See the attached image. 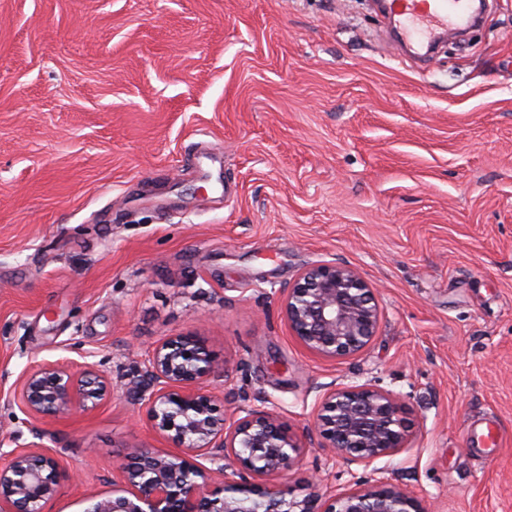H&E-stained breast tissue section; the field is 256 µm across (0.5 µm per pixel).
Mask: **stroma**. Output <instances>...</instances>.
<instances>
[{
    "instance_id": "obj_1",
    "label": "stroma",
    "mask_w": 512,
    "mask_h": 512,
    "mask_svg": "<svg viewBox=\"0 0 512 512\" xmlns=\"http://www.w3.org/2000/svg\"><path fill=\"white\" fill-rule=\"evenodd\" d=\"M376 288L368 349L326 360L281 313L306 267ZM298 435L321 387L373 384L411 422L362 468L308 449L281 483L391 480L426 512H512V0L401 58L375 0H0V449L38 362L96 363L109 394L42 423L45 512H84L135 449L175 452L140 402L165 336ZM496 424L498 445L484 438Z\"/></svg>"
}]
</instances>
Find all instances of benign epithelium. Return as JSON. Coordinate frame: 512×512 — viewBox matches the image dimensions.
<instances>
[{"mask_svg": "<svg viewBox=\"0 0 512 512\" xmlns=\"http://www.w3.org/2000/svg\"><path fill=\"white\" fill-rule=\"evenodd\" d=\"M282 313L292 336L325 359L352 357L374 340L379 309L372 285L344 263L304 269L288 287ZM226 360L196 335L166 336L149 352L144 399L152 427L181 448L134 451L118 466L112 495L87 498L84 512H426L414 494L395 483L354 479L336 495L314 487L302 499L266 482L304 454L305 441L274 412L242 410L226 420L208 388L226 375ZM104 374L93 363H47L20 376L14 401L30 418H59L96 408L107 396ZM320 448L348 464L370 466L407 447L410 425L390 392L371 384L328 388L313 413ZM36 441L0 454V512H44L60 485L56 455ZM238 465L230 477L223 461Z\"/></svg>", "mask_w": 512, "mask_h": 512, "instance_id": "benign-epithelium-1", "label": "benign epithelium"}]
</instances>
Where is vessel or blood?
I'll list each match as a JSON object with an SVG mask.
<instances>
[{
    "mask_svg": "<svg viewBox=\"0 0 512 512\" xmlns=\"http://www.w3.org/2000/svg\"><path fill=\"white\" fill-rule=\"evenodd\" d=\"M386 9L404 42L420 49L432 48L442 31L475 24L479 12L475 0H387Z\"/></svg>",
    "mask_w": 512,
    "mask_h": 512,
    "instance_id": "b4317fda",
    "label": "vessel or blood"
}]
</instances>
